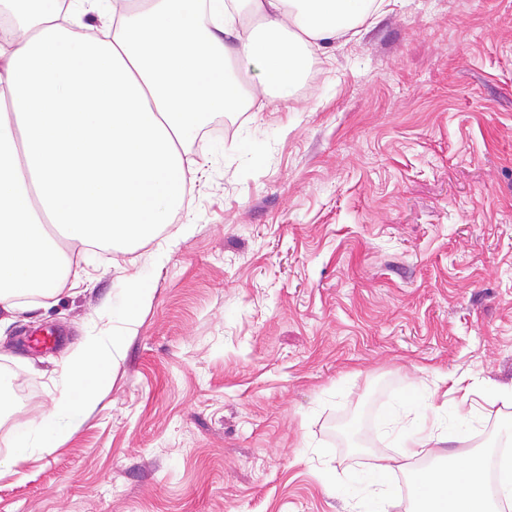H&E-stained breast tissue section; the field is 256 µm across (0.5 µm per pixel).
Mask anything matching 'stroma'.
<instances>
[{"instance_id":"1","label":"stroma","mask_w":512,"mask_h":512,"mask_svg":"<svg viewBox=\"0 0 512 512\" xmlns=\"http://www.w3.org/2000/svg\"><path fill=\"white\" fill-rule=\"evenodd\" d=\"M324 53L188 142L205 174L157 238L75 247L90 281L0 314L26 391L1 455L127 278L154 288L80 428L0 472V512H348L437 376L512 389V0H401ZM46 327L57 347L28 342ZM511 421L483 405L445 448Z\"/></svg>"}]
</instances>
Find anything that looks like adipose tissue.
<instances>
[{"label":"adipose tissue","instance_id":"obj_1","mask_svg":"<svg viewBox=\"0 0 512 512\" xmlns=\"http://www.w3.org/2000/svg\"><path fill=\"white\" fill-rule=\"evenodd\" d=\"M249 4L265 24L241 22ZM386 0H0V310L25 296L53 300L72 260L63 242L128 249L170 224L202 161L185 147L209 115L232 111L238 89L225 60L256 74L262 88L297 83L325 42L346 36ZM112 36L79 35L87 17ZM149 279L132 276L106 312L123 324L90 334L67 358L68 377L44 414L18 426L0 467L54 454L84 422L122 358ZM441 421L405 435L397 455L374 464L364 483L381 485L400 461L430 452L411 471L412 512H505L512 460L500 464L501 499L483 489L484 457L459 466Z\"/></svg>","mask_w":512,"mask_h":512}]
</instances>
